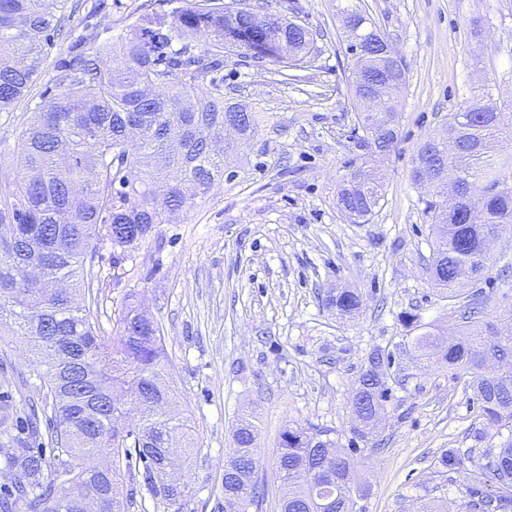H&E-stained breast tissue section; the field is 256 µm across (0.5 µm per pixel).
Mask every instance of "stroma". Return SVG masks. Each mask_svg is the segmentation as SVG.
Returning <instances> with one entry per match:
<instances>
[{"label": "stroma", "instance_id": "obj_1", "mask_svg": "<svg viewBox=\"0 0 512 512\" xmlns=\"http://www.w3.org/2000/svg\"><path fill=\"white\" fill-rule=\"evenodd\" d=\"M170 11V0H68L71 27L90 9L98 42L124 35L143 4ZM264 9L305 27L310 51L299 64L224 55V99L259 118L224 179L196 196L169 224L158 225L112 263L103 247L84 264L98 287L103 334L118 312L136 303L164 336L167 380L176 413L189 417L199 453L180 478L192 496L184 512H224V461L239 420L256 427L264 500L249 512H280L276 456L289 426L329 431L337 447L356 448L367 463L358 512H420L445 500L467 512L470 477L512 427H488L472 406L465 377L416 360L415 324L450 331L452 303L426 267L432 241L425 210L430 196L412 179L427 135L458 111L472 84L491 85L498 108L512 116V0H361L403 57L407 83L396 148L360 156L363 131L349 86L354 56L341 26V0H223ZM41 83L10 112H0V148L16 150ZM383 175L382 197L369 221L351 223L337 191L356 170ZM354 289L362 308L341 319L326 301L333 287ZM477 292L484 319L499 324L512 311V235L491 252ZM400 368L377 429L359 436L350 398L373 350ZM18 336L0 338V392L35 398L40 380ZM463 465L441 476L443 450Z\"/></svg>", "mask_w": 512, "mask_h": 512}]
</instances>
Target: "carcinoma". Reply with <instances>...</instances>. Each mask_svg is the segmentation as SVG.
<instances>
[{
  "label": "carcinoma",
  "mask_w": 512,
  "mask_h": 512,
  "mask_svg": "<svg viewBox=\"0 0 512 512\" xmlns=\"http://www.w3.org/2000/svg\"><path fill=\"white\" fill-rule=\"evenodd\" d=\"M65 2L0 0V112L23 99L41 74ZM340 14L350 39L372 25L356 4ZM84 29L54 61L13 157V176L0 177V227L14 228L0 237V336H21L35 351L33 373L44 390L48 426L40 433L35 408L27 412L9 392L0 393V463L18 479L0 489V512H83L90 499L99 512H125L120 487L127 472L155 501L182 512L190 492L169 471L173 441L188 437V424L169 412L175 394L163 384L162 330L131 308L115 320L112 335L99 334L98 312L89 303L94 286L84 282L83 266L106 243L119 265L130 258L126 249L139 244L125 231L171 223L189 200L224 180V148L210 135L224 126V49L236 44V35L253 30L260 53L274 51L283 37L292 46L291 62L308 53L310 38L280 16H238L218 0H184L169 12L141 14L111 42L97 44L89 26ZM405 84L388 55L355 59L351 85L364 132L357 147L398 132L396 104ZM490 101L488 87L470 90L465 106L422 142L461 143L441 162L462 175L455 198L448 199L440 169L426 177L412 172L433 197L427 272L457 301L461 330L453 342L422 331L411 348L453 375L467 374L480 416L501 428L512 426V331L481 322L482 308L457 277L461 268L470 281L482 277L493 246L512 225V183L500 177V161L490 155L494 144L512 143V122ZM380 198L379 178L354 172L337 205L358 223ZM328 304L345 316L356 313L361 300L338 288ZM390 364L382 350L372 352L350 399L363 436L387 402ZM131 407L140 418L134 430L118 425ZM253 432L246 419L233 432L224 512H249L259 499ZM439 464L445 476L461 460L449 448ZM362 466L355 452L320 431L284 429L276 465L280 512H354ZM487 469L498 492L481 490L484 474H477L472 506L512 512V442Z\"/></svg>",
  "instance_id": "cac0c4a2"
}]
</instances>
